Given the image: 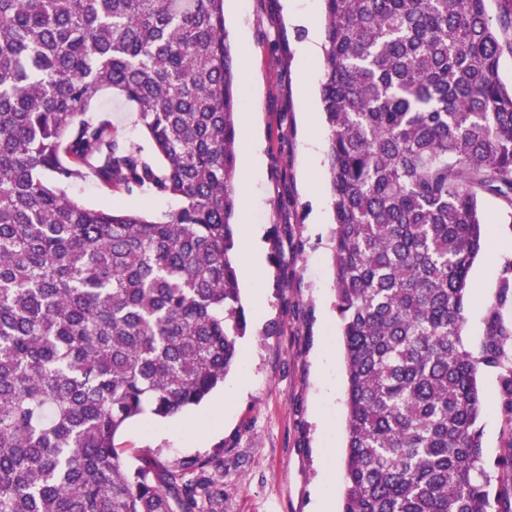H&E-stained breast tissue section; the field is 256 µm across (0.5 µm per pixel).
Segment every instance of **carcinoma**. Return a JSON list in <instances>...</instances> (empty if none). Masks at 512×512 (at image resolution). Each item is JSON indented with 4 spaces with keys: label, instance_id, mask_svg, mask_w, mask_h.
<instances>
[{
    "label": "carcinoma",
    "instance_id": "obj_1",
    "mask_svg": "<svg viewBox=\"0 0 512 512\" xmlns=\"http://www.w3.org/2000/svg\"><path fill=\"white\" fill-rule=\"evenodd\" d=\"M332 265L347 371L342 512H490L479 367L512 413L504 280L462 345L478 195L512 210V0H323ZM136 106L149 149L95 107ZM224 0H0V512H214L114 440L199 405L247 320ZM173 196L157 220L66 193Z\"/></svg>",
    "mask_w": 512,
    "mask_h": 512
}]
</instances>
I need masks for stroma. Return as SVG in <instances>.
<instances>
[{"instance_id":"stroma-1","label":"stroma","mask_w":512,"mask_h":512,"mask_svg":"<svg viewBox=\"0 0 512 512\" xmlns=\"http://www.w3.org/2000/svg\"><path fill=\"white\" fill-rule=\"evenodd\" d=\"M225 26L238 60L240 113L258 112L263 141L259 161L235 175L240 199H251L240 225L260 227L263 265L254 281H240L248 316L239 341L238 367L205 404L158 421L144 416L117 435L122 460L135 467L145 452L157 453L176 472L195 476L197 463L219 492L217 512H312L314 492L326 470L343 473L347 374L331 263L334 227L325 154L327 125L320 85L302 94L305 71L322 73V61L298 54L307 28L293 25L285 0H224ZM119 134L143 142L137 110L119 96H98ZM320 160L309 180L310 139ZM68 194L87 206L112 202L154 218L177 210L169 196L108 191L92 178ZM485 248L469 272L463 343L478 352L487 306L504 279H512V219L501 199H479ZM484 398L479 421L486 462L512 450V414L498 403L499 372L478 375Z\"/></svg>"}]
</instances>
